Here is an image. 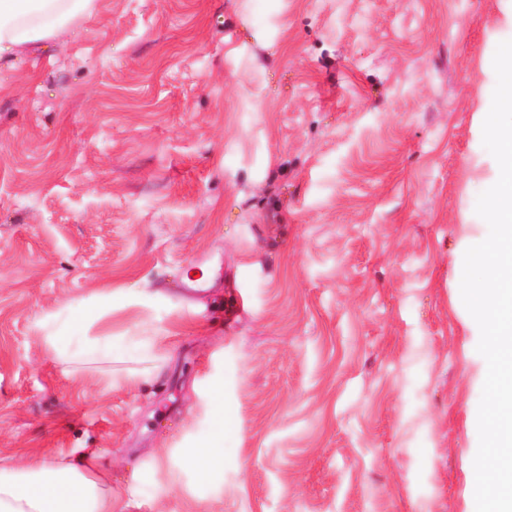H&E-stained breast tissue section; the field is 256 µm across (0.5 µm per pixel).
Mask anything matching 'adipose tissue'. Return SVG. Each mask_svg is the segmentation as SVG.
Returning <instances> with one entry per match:
<instances>
[{
    "mask_svg": "<svg viewBox=\"0 0 512 512\" xmlns=\"http://www.w3.org/2000/svg\"><path fill=\"white\" fill-rule=\"evenodd\" d=\"M96 0H0V61L16 62L91 16ZM128 290L111 285L45 312L36 322L41 340L60 371H97L126 380L150 376L157 357L144 352L136 366L112 347V313L125 307ZM208 426L186 446L181 462L219 475L235 461L233 416L224 403V379L205 387ZM0 512H112V481L98 453L75 448L53 457L24 455L0 461Z\"/></svg>",
    "mask_w": 512,
    "mask_h": 512,
    "instance_id": "ef3b65f1",
    "label": "adipose tissue"
}]
</instances>
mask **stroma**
<instances>
[{"mask_svg":"<svg viewBox=\"0 0 512 512\" xmlns=\"http://www.w3.org/2000/svg\"><path fill=\"white\" fill-rule=\"evenodd\" d=\"M509 39L512 0H97L0 69V459L95 450L112 512H470L452 260ZM107 282L149 378L63 375L38 336ZM215 374L238 457L207 478L176 453Z\"/></svg>","mask_w":512,"mask_h":512,"instance_id":"35a3bbf8","label":"stroma"}]
</instances>
